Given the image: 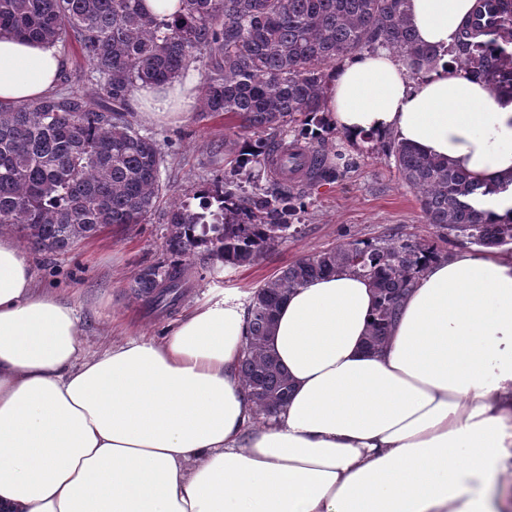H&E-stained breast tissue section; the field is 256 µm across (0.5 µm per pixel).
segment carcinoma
<instances>
[{
    "mask_svg": "<svg viewBox=\"0 0 512 512\" xmlns=\"http://www.w3.org/2000/svg\"><path fill=\"white\" fill-rule=\"evenodd\" d=\"M178 19L146 13L142 0H0V33L51 44L75 42L101 94L55 91L23 103L0 102V229L48 252L71 250L108 226L142 224L159 201L162 152L132 120L134 89L163 86L202 70L201 118L222 115L256 134L295 132L309 141L313 175L336 179L324 161L339 131L325 115L330 65L382 48L412 77L433 70L441 51L416 42L406 0H181ZM457 64L512 96V0H478L450 50ZM402 181L426 223L485 247L512 241V218L489 220L471 205L501 187L473 182L448 162L409 144L388 142ZM284 140L224 139V188L202 193L201 211L168 213L172 260L137 278V296L176 304L190 258L247 266L289 234L301 195L286 180L262 177ZM252 184L251 189L242 182ZM438 257L413 238L355 240L297 260L257 288L247 307L242 384L256 414L288 400L290 386L267 349L273 317L308 280L349 268L372 281L377 304L369 342L382 344L414 280Z\"/></svg>",
    "mask_w": 512,
    "mask_h": 512,
    "instance_id": "1",
    "label": "carcinoma"
}]
</instances>
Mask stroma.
<instances>
[{"label":"stroma","instance_id":"stroma-1","mask_svg":"<svg viewBox=\"0 0 512 512\" xmlns=\"http://www.w3.org/2000/svg\"><path fill=\"white\" fill-rule=\"evenodd\" d=\"M61 54L64 68L58 90L99 93V78L90 72L76 44L66 45ZM131 107L140 134L155 139L165 153L161 181L166 200L145 223L104 228L64 254L31 253L38 280L62 292L79 309L87 351L137 336L163 337L173 322L201 303L227 298L249 303L265 280L321 250L383 236L431 239L436 235L425 223L413 191L400 179L393 157L378 150L376 142L342 139L336 150L327 153L328 164L338 171L335 180L301 187L305 208L288 238L251 266L194 257L199 276L178 304L166 310L153 307L135 299L133 284L144 268L170 260L165 249L170 198L198 209V191L224 175L225 139L242 135L243 130L237 121L220 115L202 120L192 111L175 120H149L139 101H132Z\"/></svg>","mask_w":512,"mask_h":512}]
</instances>
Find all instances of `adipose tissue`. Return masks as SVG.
Here are the masks:
<instances>
[{
    "label": "adipose tissue",
    "instance_id": "1",
    "mask_svg": "<svg viewBox=\"0 0 512 512\" xmlns=\"http://www.w3.org/2000/svg\"><path fill=\"white\" fill-rule=\"evenodd\" d=\"M477 0H407L418 41L450 48ZM63 58L0 35V102L51 91ZM145 87L147 117L196 103ZM351 141L387 135L497 186L512 213V97L440 61L418 81L387 51L330 74ZM369 279L313 278L280 304L268 347L291 384L253 419L236 302L201 304L162 339L85 355L80 313L0 229V512H512V254L433 260L386 341L368 342Z\"/></svg>",
    "mask_w": 512,
    "mask_h": 512
}]
</instances>
